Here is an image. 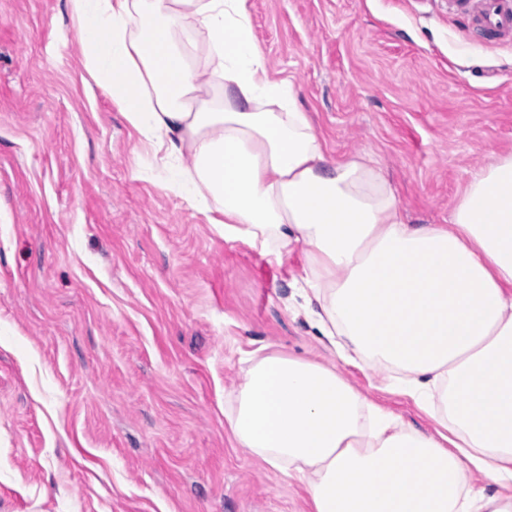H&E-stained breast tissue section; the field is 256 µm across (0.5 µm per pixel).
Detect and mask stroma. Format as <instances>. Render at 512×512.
<instances>
[{
	"label": "stroma",
	"mask_w": 512,
	"mask_h": 512,
	"mask_svg": "<svg viewBox=\"0 0 512 512\" xmlns=\"http://www.w3.org/2000/svg\"><path fill=\"white\" fill-rule=\"evenodd\" d=\"M247 8L270 75L332 157L377 161L408 223H447L512 153V36L449 0ZM80 40L66 0H0V512H310L304 482L227 427L263 346L436 433L388 367L312 326L303 245L277 264L159 186Z\"/></svg>",
	"instance_id": "obj_1"
}]
</instances>
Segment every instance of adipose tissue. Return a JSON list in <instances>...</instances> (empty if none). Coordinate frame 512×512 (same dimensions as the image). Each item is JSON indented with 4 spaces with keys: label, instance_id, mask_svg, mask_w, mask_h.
<instances>
[{
    "label": "adipose tissue",
    "instance_id": "obj_1",
    "mask_svg": "<svg viewBox=\"0 0 512 512\" xmlns=\"http://www.w3.org/2000/svg\"><path fill=\"white\" fill-rule=\"evenodd\" d=\"M66 4L85 70L160 151L162 188L275 260L304 244L320 333L396 371L419 406L438 400L452 436L268 352L226 415L238 446L300 473L311 512H512V153L489 157L448 224L408 223L373 161L331 158L294 84L269 76L247 0Z\"/></svg>",
    "mask_w": 512,
    "mask_h": 512
}]
</instances>
